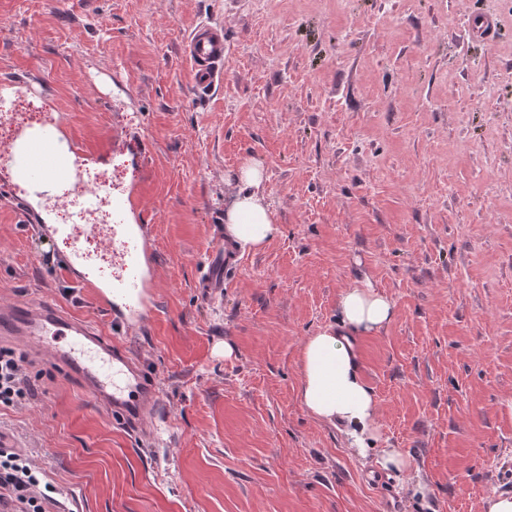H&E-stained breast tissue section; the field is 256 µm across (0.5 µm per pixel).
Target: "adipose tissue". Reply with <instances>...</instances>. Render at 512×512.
Masks as SVG:
<instances>
[{
  "mask_svg": "<svg viewBox=\"0 0 512 512\" xmlns=\"http://www.w3.org/2000/svg\"><path fill=\"white\" fill-rule=\"evenodd\" d=\"M237 180L241 188L224 217V230L239 248L257 251L277 238L281 227L264 195L262 167L243 163ZM337 309L340 328H323L302 343L299 395L315 418L344 423L355 448L363 451L367 439L379 431V415L372 392L358 374L351 339L382 331L392 321L395 308L387 295L366 280L344 289Z\"/></svg>",
  "mask_w": 512,
  "mask_h": 512,
  "instance_id": "adipose-tissue-1",
  "label": "adipose tissue"
}]
</instances>
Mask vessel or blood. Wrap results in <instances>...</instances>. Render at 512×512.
Listing matches in <instances>:
<instances>
[{
  "label": "vessel or blood",
  "mask_w": 512,
  "mask_h": 512,
  "mask_svg": "<svg viewBox=\"0 0 512 512\" xmlns=\"http://www.w3.org/2000/svg\"><path fill=\"white\" fill-rule=\"evenodd\" d=\"M185 52L199 88H208L222 79L223 27H197ZM79 152V145L56 125L45 124L19 130L14 140L0 149V157L6 158L9 167L30 185L32 196L48 194L53 186L67 181L80 186L85 195L99 194L100 184L86 176L77 163ZM33 230L51 241L72 238L64 264L77 284L93 290L116 328L135 333L147 324L155 309L148 286L155 255L147 225L84 224L75 231L67 224H37ZM118 241L123 244L119 272L108 280L86 276V269L96 258L111 257ZM236 263L232 243L208 250L199 264L198 285L203 296L222 292L224 272ZM4 344L76 379L118 425L153 435L166 422L157 379L145 362L54 301L0 303V345Z\"/></svg>",
  "instance_id": "vessel-or-blood-1"
}]
</instances>
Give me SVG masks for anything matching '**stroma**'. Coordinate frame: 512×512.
Listing matches in <instances>:
<instances>
[{
  "label": "stroma",
  "mask_w": 512,
  "mask_h": 512,
  "mask_svg": "<svg viewBox=\"0 0 512 512\" xmlns=\"http://www.w3.org/2000/svg\"><path fill=\"white\" fill-rule=\"evenodd\" d=\"M204 22L224 29V77L199 89L184 47ZM1 97L84 143V168L120 167L157 263L156 310L119 340L157 377L162 444L38 364L36 398L0 407L71 512H485L512 495V0H0ZM247 160L281 233L210 302L199 258ZM29 202L0 167V300L48 297L112 333L64 246L42 255ZM363 279L395 313L354 339L380 422L361 454L303 406L298 361ZM386 448L407 468L383 469Z\"/></svg>",
  "instance_id": "1"
}]
</instances>
